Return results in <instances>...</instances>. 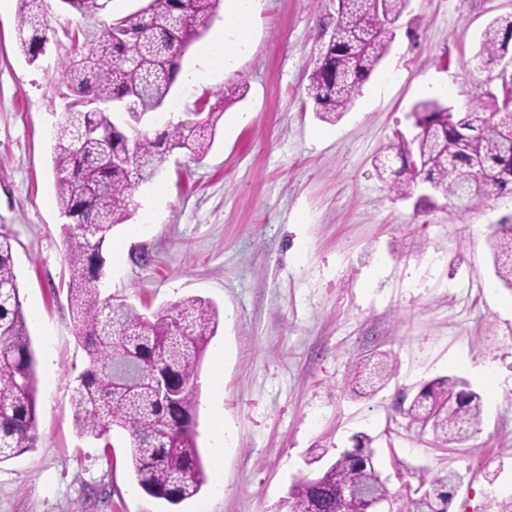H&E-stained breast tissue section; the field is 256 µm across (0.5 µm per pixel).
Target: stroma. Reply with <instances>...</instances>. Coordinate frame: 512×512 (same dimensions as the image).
<instances>
[{
    "label": "stroma",
    "mask_w": 512,
    "mask_h": 512,
    "mask_svg": "<svg viewBox=\"0 0 512 512\" xmlns=\"http://www.w3.org/2000/svg\"><path fill=\"white\" fill-rule=\"evenodd\" d=\"M44 61L18 44L16 0L0 5V235L13 245L37 370V439L0 463V512H292V485L318 476L354 434L373 439L391 491L454 470L449 512H497L512 496V290L497 279L489 239L512 219V195L456 209L420 204L376 176L377 156L410 136L416 102L466 112L476 84L501 93L512 51L480 68L482 32L512 0H410L386 25L389 51L336 119L306 94L320 20L338 0H254L249 48L206 79L175 82L156 130L198 99L243 87L203 159L161 155L139 207L103 255L113 298L147 314L190 296L219 325L195 384L197 446L207 481L177 505L148 495L129 438L79 437L71 404L88 363L66 289L62 218L52 174L53 124L70 93L63 31L81 22L46 0ZM388 355L395 371L369 387L356 365ZM223 364L224 488L216 490L209 380ZM467 382L482 420L442 443L409 423L399 399L440 376Z\"/></svg>",
    "instance_id": "stroma-1"
}]
</instances>
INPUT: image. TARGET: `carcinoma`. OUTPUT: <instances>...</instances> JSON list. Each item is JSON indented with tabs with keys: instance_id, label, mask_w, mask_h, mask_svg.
I'll return each mask as SVG.
<instances>
[{
	"instance_id": "obj_1",
	"label": "carcinoma",
	"mask_w": 512,
	"mask_h": 512,
	"mask_svg": "<svg viewBox=\"0 0 512 512\" xmlns=\"http://www.w3.org/2000/svg\"><path fill=\"white\" fill-rule=\"evenodd\" d=\"M18 43L31 64L48 40L45 0H17ZM109 0H64L67 11L95 19ZM221 0H161L149 13L139 9L99 26L66 31L72 50L61 62L63 82L73 99L54 129L53 175L57 206L67 222L61 236L68 267V299L75 336L88 366L72 394L75 423L82 437L108 440L112 427L129 436L131 464L138 484L150 495L177 505L196 497L206 476L196 443L194 386L200 362L217 331L218 311L209 301L189 297L150 318L127 303L103 295V247L112 228L129 220L136 189L157 173L158 148L187 150L204 157L214 142L231 93L211 104L199 101L198 120H179L166 132L148 131L133 143L116 133L112 102L133 88L141 111L155 112L166 102L188 47L203 36ZM407 0H342L330 31L320 40L309 74L307 95L326 116L346 111L388 52L384 25L398 20ZM129 39L115 40L113 28ZM512 43V14L492 21L476 58L483 66L502 59ZM479 110L459 113L435 100L413 107L418 133L401 140L395 154L381 155L374 169L394 175L391 188L407 197L422 181L432 191L458 202L475 179L484 195L512 192V125L505 101L487 89L476 93ZM88 101L97 103L86 112ZM401 161L393 169V158ZM498 279L512 290V222L491 235ZM382 383L392 374L387 357L363 364ZM184 386L177 401L156 393L160 382ZM36 371L31 338L22 310L10 239L0 235V463L34 447ZM456 402L448 412V401ZM412 423L430 428L444 442L481 422L480 396L456 377H438L420 388L405 410ZM341 452L322 475L291 488L293 512H370L373 498L390 499L396 512H448L450 495L463 477L454 471L405 496L392 494L382 478L364 432Z\"/></svg>"
}]
</instances>
